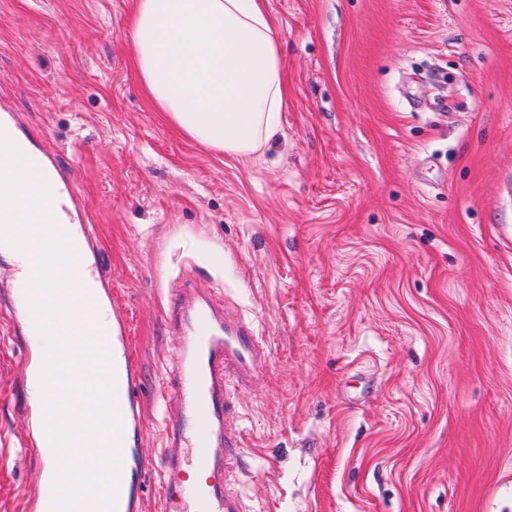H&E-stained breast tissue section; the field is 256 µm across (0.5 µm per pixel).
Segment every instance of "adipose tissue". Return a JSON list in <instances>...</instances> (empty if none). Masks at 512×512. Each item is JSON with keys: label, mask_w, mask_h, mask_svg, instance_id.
<instances>
[{"label": "adipose tissue", "mask_w": 512, "mask_h": 512, "mask_svg": "<svg viewBox=\"0 0 512 512\" xmlns=\"http://www.w3.org/2000/svg\"><path fill=\"white\" fill-rule=\"evenodd\" d=\"M131 44L154 106L192 140L245 162L279 132L287 87L263 0H135Z\"/></svg>", "instance_id": "adipose-tissue-1"}]
</instances>
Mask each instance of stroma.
<instances>
[{
	"instance_id": "obj_1",
	"label": "stroma",
	"mask_w": 512,
	"mask_h": 512,
	"mask_svg": "<svg viewBox=\"0 0 512 512\" xmlns=\"http://www.w3.org/2000/svg\"><path fill=\"white\" fill-rule=\"evenodd\" d=\"M288 104L249 163L154 110L133 0H0V104L85 206L142 371L192 280L269 357L232 426L246 512H512V0H265ZM27 339L0 347L21 512Z\"/></svg>"
}]
</instances>
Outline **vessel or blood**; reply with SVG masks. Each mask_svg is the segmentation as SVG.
Here are the masks:
<instances>
[{
    "label": "vessel or blood",
    "instance_id": "1",
    "mask_svg": "<svg viewBox=\"0 0 512 512\" xmlns=\"http://www.w3.org/2000/svg\"><path fill=\"white\" fill-rule=\"evenodd\" d=\"M0 136L12 143L31 168L45 178L52 194L51 216L66 235L84 233V218L67 177L55 159L22 134L14 112L0 111ZM78 291L92 308L73 320V333L82 321L98 320L111 310L108 334L102 342L109 354L115 384L114 408L118 426L119 471L112 485L114 512H143L150 461L143 451L142 415L137 391L142 374L133 353L128 318L112 304V291L101 270L74 263ZM17 328L29 330L35 318L27 291H13ZM177 341L164 367V395L176 414L164 429L159 503L161 512H245L234 492L242 465L239 435L228 425L240 397L252 389L263 368L266 349L252 323L217 318L197 288L183 283L170 312ZM202 471L205 481L190 483L188 469Z\"/></svg>",
    "mask_w": 512,
    "mask_h": 512
}]
</instances>
